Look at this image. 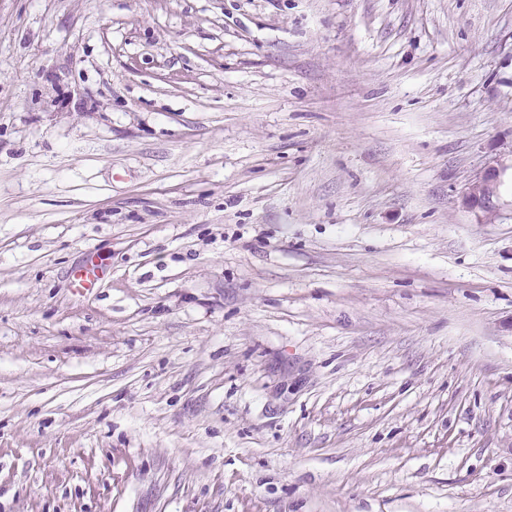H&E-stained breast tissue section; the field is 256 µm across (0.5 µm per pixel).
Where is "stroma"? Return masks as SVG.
<instances>
[{
    "label": "stroma",
    "mask_w": 512,
    "mask_h": 512,
    "mask_svg": "<svg viewBox=\"0 0 512 512\" xmlns=\"http://www.w3.org/2000/svg\"><path fill=\"white\" fill-rule=\"evenodd\" d=\"M0 512H512V0H0ZM506 168L503 165L487 167L465 188L461 197L462 205L480 211L486 221L494 219L500 199L501 175Z\"/></svg>",
    "instance_id": "obj_1"
}]
</instances>
